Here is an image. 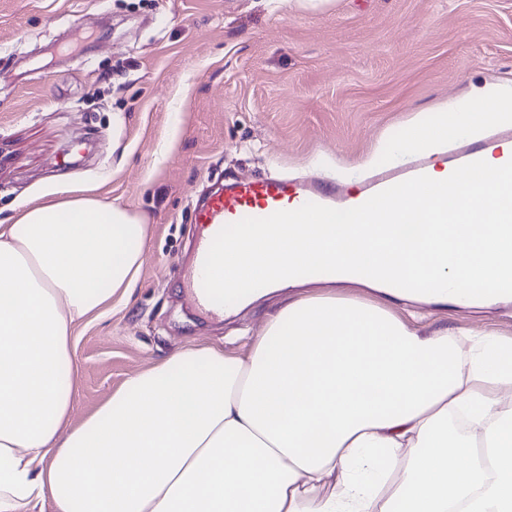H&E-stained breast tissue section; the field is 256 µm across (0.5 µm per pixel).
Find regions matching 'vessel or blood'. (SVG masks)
Segmentation results:
<instances>
[{
  "mask_svg": "<svg viewBox=\"0 0 512 512\" xmlns=\"http://www.w3.org/2000/svg\"><path fill=\"white\" fill-rule=\"evenodd\" d=\"M336 188L327 181H291L277 176L232 179L195 208L198 240L185 290L199 310L223 314L227 299L240 293L238 282L221 274L218 256L232 238L270 224H300L305 215L335 208Z\"/></svg>",
  "mask_w": 512,
  "mask_h": 512,
  "instance_id": "1",
  "label": "vessel or blood"
}]
</instances>
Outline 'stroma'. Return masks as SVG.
Returning <instances> with one entry per match:
<instances>
[{
  "mask_svg": "<svg viewBox=\"0 0 512 512\" xmlns=\"http://www.w3.org/2000/svg\"><path fill=\"white\" fill-rule=\"evenodd\" d=\"M486 82L512 85V0H0V224L60 182L147 224L134 289L75 329L73 421L179 349L238 351L281 304L216 317L185 294L218 175L357 189L414 111ZM423 312L512 337V306Z\"/></svg>",
  "mask_w": 512,
  "mask_h": 512,
  "instance_id": "35a3bbf8",
  "label": "stroma"
}]
</instances>
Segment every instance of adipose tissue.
Returning a JSON list of instances; mask_svg holds the SVG:
<instances>
[{
  "mask_svg": "<svg viewBox=\"0 0 512 512\" xmlns=\"http://www.w3.org/2000/svg\"><path fill=\"white\" fill-rule=\"evenodd\" d=\"M416 113L397 148L438 152L512 126V86ZM499 161L432 172L379 201L383 224L321 213L230 241L241 284L293 288L247 351L177 350L72 424L73 330L135 283L140 213L62 186L0 226V512H512V338L414 326L512 281ZM319 266L301 279L294 270ZM315 291H304L305 283ZM483 444L485 456L474 452Z\"/></svg>",
  "mask_w": 512,
  "mask_h": 512,
  "instance_id": "ef3b65f1",
  "label": "adipose tissue"
}]
</instances>
